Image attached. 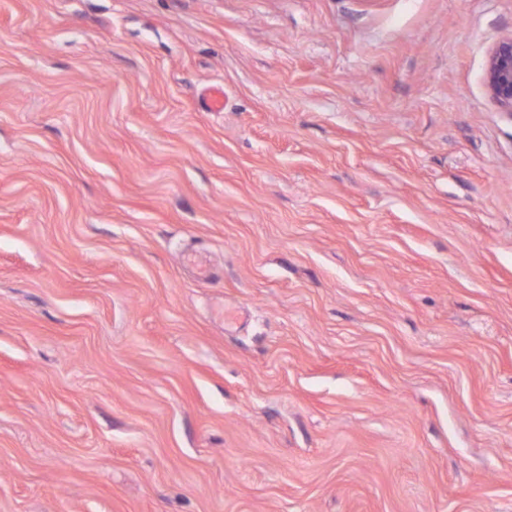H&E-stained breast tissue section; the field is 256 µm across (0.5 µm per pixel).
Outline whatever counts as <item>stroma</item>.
<instances>
[{"label":"stroma","instance_id":"stroma-1","mask_svg":"<svg viewBox=\"0 0 512 512\" xmlns=\"http://www.w3.org/2000/svg\"><path fill=\"white\" fill-rule=\"evenodd\" d=\"M511 34L0 0V512H512ZM486 83L492 98L512 116V34L500 40L490 51Z\"/></svg>","mask_w":512,"mask_h":512}]
</instances>
